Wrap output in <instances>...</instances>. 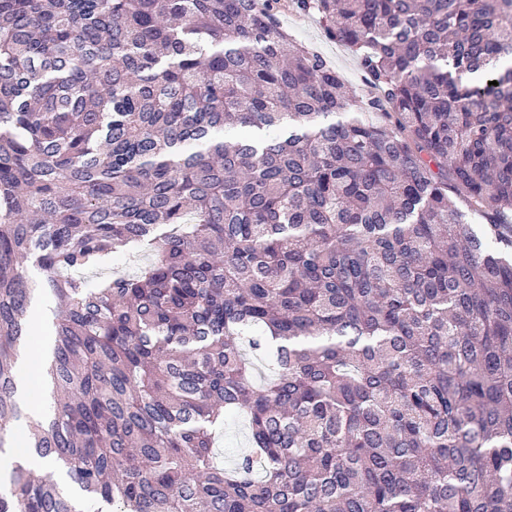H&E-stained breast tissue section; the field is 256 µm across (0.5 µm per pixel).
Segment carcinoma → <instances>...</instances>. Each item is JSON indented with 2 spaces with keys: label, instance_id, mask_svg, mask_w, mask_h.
Returning a JSON list of instances; mask_svg holds the SVG:
<instances>
[{
  "label": "carcinoma",
  "instance_id": "carcinoma-1",
  "mask_svg": "<svg viewBox=\"0 0 512 512\" xmlns=\"http://www.w3.org/2000/svg\"><path fill=\"white\" fill-rule=\"evenodd\" d=\"M291 6L374 96L279 0H0V449L33 266L77 486L0 512H512V0ZM279 23L293 39L320 53L334 67L353 92L357 101L355 104L368 97L371 89L356 56L329 37L316 16L285 8L279 15ZM217 450L220 455V460L226 466L232 465L237 458L238 454L248 447L247 443V430L241 422L230 424L224 430V433L219 438Z\"/></svg>",
  "mask_w": 512,
  "mask_h": 512
}]
</instances>
